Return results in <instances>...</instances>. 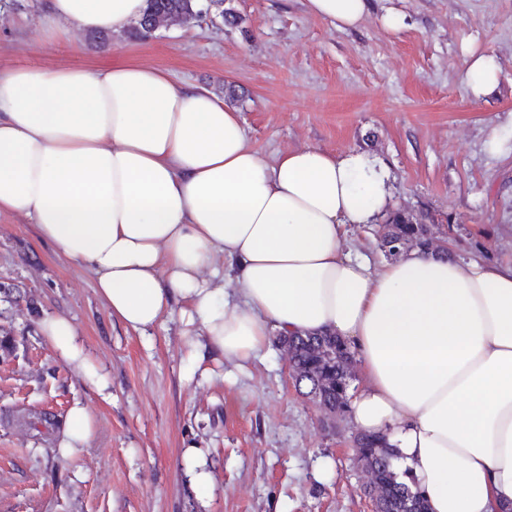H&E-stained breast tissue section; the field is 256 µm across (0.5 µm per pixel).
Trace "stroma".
I'll use <instances>...</instances> for the list:
<instances>
[{
	"mask_svg": "<svg viewBox=\"0 0 512 512\" xmlns=\"http://www.w3.org/2000/svg\"><path fill=\"white\" fill-rule=\"evenodd\" d=\"M225 5L239 26L213 14L146 41L75 29L50 46L43 0H0V70L127 59L219 97L234 85L230 105L267 161L302 145L372 153L389 166L396 208L430 212L453 256L512 265V0H376L349 32L303 0ZM387 11L403 16L400 31L382 26ZM468 50L501 65L479 101L461 79ZM47 315L75 324L110 400L41 335ZM77 403L95 432L65 458ZM356 434L296 390L282 348L240 368L193 353L178 313L148 336L126 330L89 270L30 219L0 215V512H371ZM191 446L212 475L204 503L185 472Z\"/></svg>",
	"mask_w": 512,
	"mask_h": 512,
	"instance_id": "1",
	"label": "stroma"
}]
</instances>
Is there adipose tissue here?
I'll return each instance as SVG.
<instances>
[{"label":"adipose tissue","mask_w":512,"mask_h":512,"mask_svg":"<svg viewBox=\"0 0 512 512\" xmlns=\"http://www.w3.org/2000/svg\"><path fill=\"white\" fill-rule=\"evenodd\" d=\"M339 31L373 0H304ZM145 0H46L42 40L124 32ZM494 54L467 53L462 80L489 94ZM389 169L362 151L306 145L267 162L237 112L163 70L0 71V214L30 217L56 254L95 277L112 316L139 334L172 310L194 347L237 366L272 333H327L362 372L348 412L383 436L431 512H512V266L419 247L373 267L344 252L348 226L394 210ZM40 332L98 392L107 382L74 323Z\"/></svg>","instance_id":"obj_1"}]
</instances>
